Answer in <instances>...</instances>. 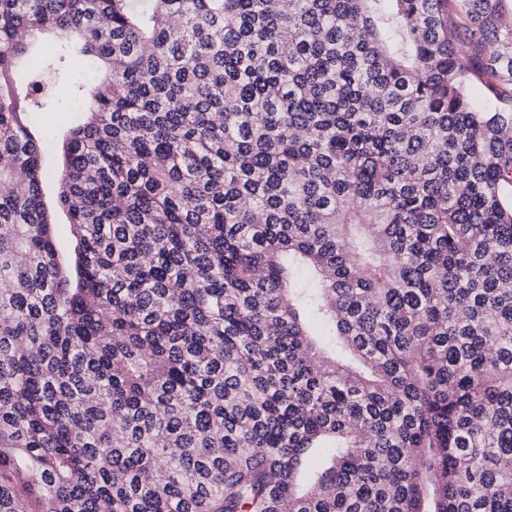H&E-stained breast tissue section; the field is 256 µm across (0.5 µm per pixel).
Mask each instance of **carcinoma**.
Returning <instances> with one entry per match:
<instances>
[{
    "instance_id": "cac0c4a2",
    "label": "carcinoma",
    "mask_w": 512,
    "mask_h": 512,
    "mask_svg": "<svg viewBox=\"0 0 512 512\" xmlns=\"http://www.w3.org/2000/svg\"><path fill=\"white\" fill-rule=\"evenodd\" d=\"M0 0V512H512L500 0ZM75 39L57 205L29 120ZM34 41L42 48H48L51 51L48 54L54 53L57 57V66L55 70H48L45 78L49 79L53 84L58 85L65 79H70L78 82H85L92 77L88 75L87 68L84 67V61L77 56L70 55L64 51H60V42L48 35L38 34ZM59 49V51H58ZM47 54V55H48ZM61 55V62L58 58Z\"/></svg>"
}]
</instances>
